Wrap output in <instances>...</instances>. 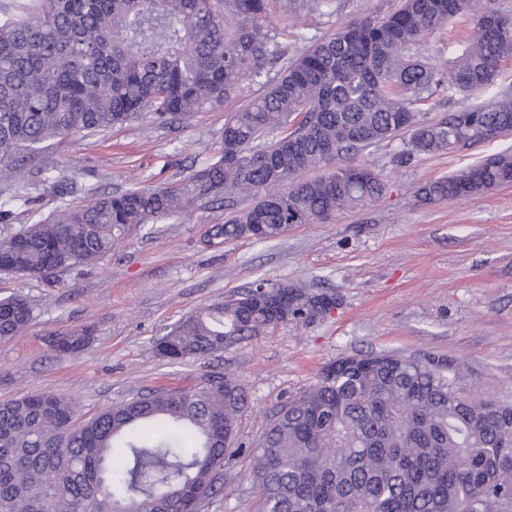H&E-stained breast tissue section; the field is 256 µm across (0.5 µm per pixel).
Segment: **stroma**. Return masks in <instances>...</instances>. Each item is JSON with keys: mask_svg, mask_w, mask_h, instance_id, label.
Wrapping results in <instances>:
<instances>
[{"mask_svg": "<svg viewBox=\"0 0 512 512\" xmlns=\"http://www.w3.org/2000/svg\"><path fill=\"white\" fill-rule=\"evenodd\" d=\"M394 5L333 0L330 13L277 14L271 24L293 55L354 17ZM256 93L243 87L223 107L173 126L145 113L101 134L51 143L25 159L29 177L19 185L9 164H0V196L18 190L31 200L13 207L7 229L28 223L31 212L85 201L90 188L111 193L183 179L215 159L226 115ZM401 147L397 138L363 156L388 182L380 201L292 226L270 242L205 246L209 225L223 223L224 211L196 209L132 229L85 269L48 279L0 273V298L19 292L32 306L28 327L0 340V401L52 392L90 416L135 388H189L214 371L237 377L249 397L241 448L224 468L223 491L200 512H256L252 452L270 416L339 358L395 352L432 363L462 395L512 403V183L455 202L415 196L426 181L512 148V137L398 166L392 157ZM54 178L72 189L57 192ZM262 279L312 286L336 304L210 358L171 363L157 356L155 339L182 317ZM83 327L92 335L81 352L61 356L51 348L55 331Z\"/></svg>", "mask_w": 512, "mask_h": 512, "instance_id": "35a3bbf8", "label": "stroma"}]
</instances>
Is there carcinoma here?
I'll use <instances>...</instances> for the list:
<instances>
[{"label": "carcinoma", "mask_w": 512, "mask_h": 512, "mask_svg": "<svg viewBox=\"0 0 512 512\" xmlns=\"http://www.w3.org/2000/svg\"><path fill=\"white\" fill-rule=\"evenodd\" d=\"M327 0H10L0 6V163L46 143L121 126L148 112L171 125L214 109L249 81L262 93L224 121L219 158L160 188L66 205L0 235V272L48 278L90 265L140 224L224 206L208 239L275 240L382 198L383 172L356 157L406 134L394 162L512 133V92L493 90L512 58V17L490 0H399L290 58L267 23ZM474 20L443 57L431 39ZM286 66L270 77V68ZM483 103L430 119L440 95ZM329 167L325 175L305 172ZM512 183V151L416 190L455 201ZM320 292L260 281L182 318L155 342L171 362L222 353L332 306ZM32 309L0 299V339ZM63 329L60 355L90 342ZM240 380L212 372L188 389L138 391L86 418L53 393L0 403V512H200L224 487ZM260 512H512V405L465 397L428 363L391 353L343 357L270 419L253 450Z\"/></svg>", "instance_id": "obj_1"}]
</instances>
